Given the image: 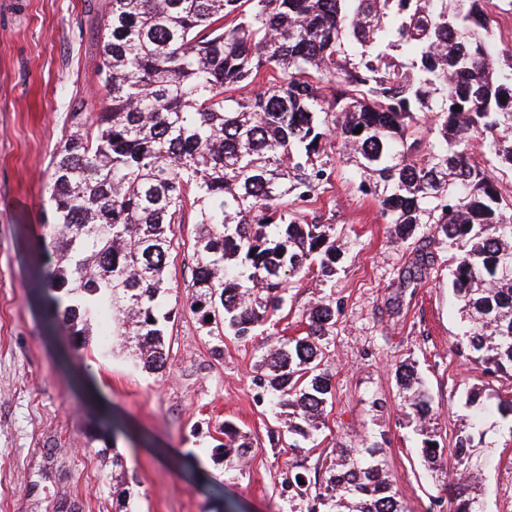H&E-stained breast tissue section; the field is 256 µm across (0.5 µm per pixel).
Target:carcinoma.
<instances>
[{
  "instance_id": "1",
  "label": "carcinoma",
  "mask_w": 512,
  "mask_h": 512,
  "mask_svg": "<svg viewBox=\"0 0 512 512\" xmlns=\"http://www.w3.org/2000/svg\"><path fill=\"white\" fill-rule=\"evenodd\" d=\"M489 0H111L98 82L108 105L71 112L54 156L51 251L36 271L50 321L87 336L112 313L111 335L142 367L166 363V267L174 225L194 213L191 309L202 324L254 334L285 303L287 279L331 276L329 226L308 223L288 201L313 199L327 176L323 142L370 184L398 239L421 224L452 251L450 284L469 322L456 350L491 373L512 374V196L472 152L512 170V61L499 65ZM357 48L349 58L347 44ZM281 73L267 82L264 73ZM332 84L331 95L324 93ZM259 90L237 94L245 86ZM458 105L462 110L456 111ZM362 127L359 134L354 133ZM432 265L419 250L409 276ZM213 320L206 321L207 316ZM303 336L261 357L262 388L284 410L290 448L319 429L333 396L323 363L336 323L332 303L306 315ZM406 414L421 453L439 465L434 401L412 364L399 367ZM469 423L454 436L451 512H482V466L496 429L512 436V394L490 406L466 394ZM224 454L252 442L226 425ZM378 448H338L309 512H404L376 459Z\"/></svg>"
}]
</instances>
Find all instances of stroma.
I'll return each mask as SVG.
<instances>
[{
    "mask_svg": "<svg viewBox=\"0 0 512 512\" xmlns=\"http://www.w3.org/2000/svg\"><path fill=\"white\" fill-rule=\"evenodd\" d=\"M110 0H5L0 6V512H308L282 482L303 462L321 481L340 448H377L405 512H449L447 484L432 478L402 410L398 367L413 363L433 397L437 439L451 448L474 385L496 394L507 376H484L454 346L466 325L448 285L451 253L434 248L427 280L406 279L432 236H394L335 140L313 200L293 204L330 225L336 273L306 270L287 283L283 310L257 335L209 331L189 307L196 226L175 225L170 251L166 368L142 369L118 337L92 326L83 341L49 327L31 274L52 221L53 157L76 106L95 113L98 39ZM332 299L326 361L335 390L325 424L293 450L283 419L258 398L263 354L300 334L305 314ZM247 432L248 460L224 454L225 425ZM484 470V512H512V435L499 433Z\"/></svg>",
    "mask_w": 512,
    "mask_h": 512,
    "instance_id": "obj_1",
    "label": "stroma"
}]
</instances>
